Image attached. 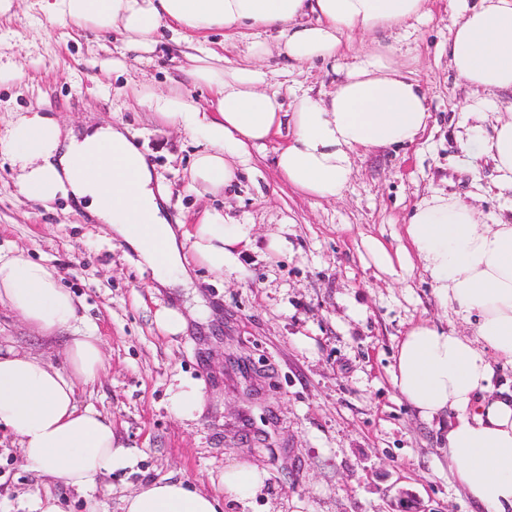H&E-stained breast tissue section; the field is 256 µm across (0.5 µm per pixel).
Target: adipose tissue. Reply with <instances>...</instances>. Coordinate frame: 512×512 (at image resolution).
Here are the masks:
<instances>
[{
    "instance_id": "obj_1",
    "label": "adipose tissue",
    "mask_w": 512,
    "mask_h": 512,
    "mask_svg": "<svg viewBox=\"0 0 512 512\" xmlns=\"http://www.w3.org/2000/svg\"><path fill=\"white\" fill-rule=\"evenodd\" d=\"M449 2L459 16L450 67L482 94L461 147L467 152L481 142L496 188L512 191V112L493 110L497 94L512 92V0ZM45 8L79 29L120 32L133 51L152 50L164 30L275 32V45L251 41V61L243 66L224 67L211 48L189 55L196 82L215 91V112H202L177 89L150 97L158 116L195 142L189 177L206 193L234 184L252 149L284 132L288 140L275 158L281 178L299 193L336 200L362 152L417 143L429 124L426 94L397 67L393 46L355 53L338 68L327 96L305 93L289 106L268 90L270 74L257 61L277 55L287 72L336 59L354 36L372 38L428 18L430 0H47ZM0 150L18 164L27 200L46 204L63 196L85 204L138 255L158 287L191 284L198 265L223 275L255 242L251 225L217 210L190 226L169 223L166 191L120 127L64 131L29 112L0 137ZM403 232L406 244L395 251L371 239L379 272L420 269L440 305L471 332L411 325L397 345L393 385L423 420L443 425L448 467L479 512H512V388L495 384L493 367L512 363V220H485L464 200L435 192L415 204ZM60 279L53 266L0 253V306L45 339L67 335L60 367L21 349H0V429L16 437L30 470L83 491L128 467L131 453L111 418L78 404L79 385L99 379L104 358L100 336L80 327L74 296ZM266 478L259 466L234 460L224 467L221 493L181 479L155 481L123 497L122 512H223L225 501L261 495Z\"/></svg>"
}]
</instances>
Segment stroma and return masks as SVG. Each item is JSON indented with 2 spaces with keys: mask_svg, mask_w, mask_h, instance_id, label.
Instances as JSON below:
<instances>
[{
  "mask_svg": "<svg viewBox=\"0 0 512 512\" xmlns=\"http://www.w3.org/2000/svg\"><path fill=\"white\" fill-rule=\"evenodd\" d=\"M457 19L449 0H433L429 19L385 36L395 62L422 85L430 124L416 144L358 158L342 198L317 200L281 181L278 137L254 150L231 188L201 196L188 183L194 143L137 94L144 86L156 94L176 87L209 108L214 93L185 70L183 45L166 36L152 52H133L119 34L64 25L42 0H15L11 15L0 17V62L21 76L0 83V133L23 112H47L74 127L89 118L126 126L168 193L172 221L219 210L252 225L256 246L224 275L195 269L191 291L154 290L151 271L72 200L24 198L16 165L0 152V249L60 271L84 326L101 338L105 362L97 382L80 386L79 404L109 416L135 457L133 467L84 492L47 486L25 466L14 436L0 430V512H31L34 494L46 488L60 512H121L124 496L159 480L212 492L233 458L269 477L262 496L225 503L224 512H396L407 495L424 512H477L448 469L436 423L403 401L390 376L411 324L462 321L446 314L420 272L379 273L366 247L376 238L400 248L414 204L434 192L503 214L489 192L492 162L480 146L467 154L459 143L475 94L448 65ZM267 66L286 102L296 89L316 96L332 88L330 64L286 75L276 60ZM271 233L286 240L277 257L265 252ZM163 306L180 308L185 332L157 330ZM64 343L0 308L1 347L59 365ZM181 376L203 385L198 420L169 409L168 388Z\"/></svg>",
  "mask_w": 512,
  "mask_h": 512,
  "instance_id": "35a3bbf8",
  "label": "stroma"
}]
</instances>
